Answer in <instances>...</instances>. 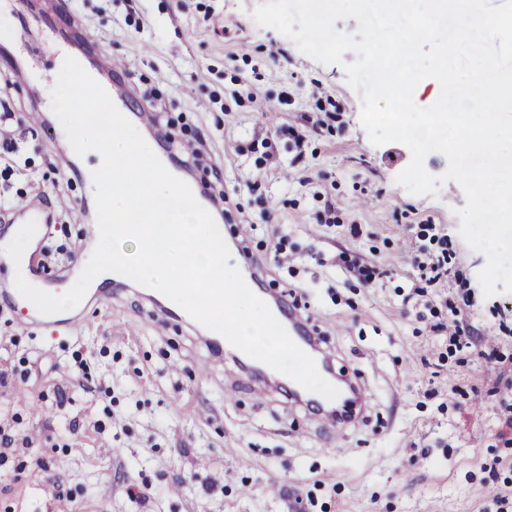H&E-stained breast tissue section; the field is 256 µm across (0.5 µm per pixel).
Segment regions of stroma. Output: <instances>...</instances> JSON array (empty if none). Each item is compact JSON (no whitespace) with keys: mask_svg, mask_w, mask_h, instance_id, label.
<instances>
[{"mask_svg":"<svg viewBox=\"0 0 512 512\" xmlns=\"http://www.w3.org/2000/svg\"><path fill=\"white\" fill-rule=\"evenodd\" d=\"M259 3L74 0L64 39L45 0H0L13 114L0 135L26 164L0 178V199L12 209L41 191L53 215L37 240L45 284H68L88 253L94 200L87 160L53 134L49 89L61 56L75 57L134 111H159L138 130L180 177L229 193L225 237L265 257L274 226L287 227L292 261L260 272L262 286L304 289L302 317L367 392L363 419L336 424L216 355L203 328L168 320L132 280L110 284L108 300L86 297L76 332L29 324L1 298L0 429L11 441L0 444V512H504L499 494L512 497V335L500 331L512 294H482L486 258L455 214L462 188L416 196L397 184L410 150L373 146L342 67L258 26ZM20 17L36 52L9 38ZM115 56L126 71H99ZM200 136L206 153L185 162ZM444 248L447 277L421 281L417 262ZM353 263L379 272L375 287L346 274ZM451 320L465 348L450 343ZM52 482L62 499L47 497Z\"/></svg>","mask_w":512,"mask_h":512,"instance_id":"35a3bbf8","label":"stroma"}]
</instances>
